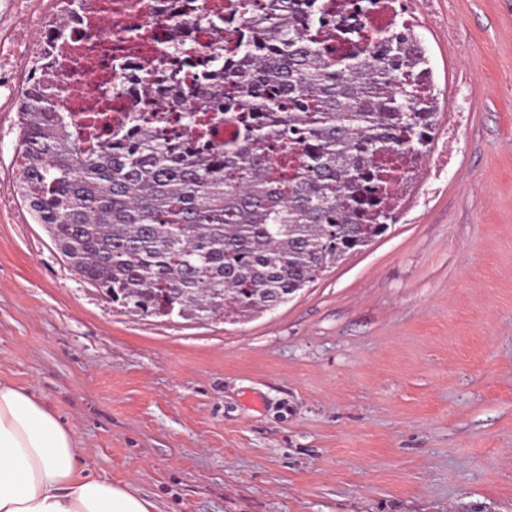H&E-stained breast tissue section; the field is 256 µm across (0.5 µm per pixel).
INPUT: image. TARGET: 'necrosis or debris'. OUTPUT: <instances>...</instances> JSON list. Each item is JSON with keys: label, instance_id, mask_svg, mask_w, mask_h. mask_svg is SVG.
<instances>
[{"label": "necrosis or debris", "instance_id": "obj_1", "mask_svg": "<svg viewBox=\"0 0 512 512\" xmlns=\"http://www.w3.org/2000/svg\"><path fill=\"white\" fill-rule=\"evenodd\" d=\"M224 0H86L68 36L58 40L51 27L35 23L30 50L48 49L57 64L45 77L52 81L59 104L87 116L101 109V94L116 67L125 70V90L118 100L125 114L146 103L177 112L190 104L184 92L160 86L149 62L177 42L202 45L213 35L199 14L221 10Z\"/></svg>", "mask_w": 512, "mask_h": 512}]
</instances>
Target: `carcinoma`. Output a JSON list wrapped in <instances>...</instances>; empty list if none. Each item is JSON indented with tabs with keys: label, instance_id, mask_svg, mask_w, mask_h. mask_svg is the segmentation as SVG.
<instances>
[{
	"label": "carcinoma",
	"instance_id": "obj_1",
	"mask_svg": "<svg viewBox=\"0 0 512 512\" xmlns=\"http://www.w3.org/2000/svg\"><path fill=\"white\" fill-rule=\"evenodd\" d=\"M53 22L65 38L84 0ZM234 29L192 51L224 84L190 90L181 124L134 120L94 144L57 88L17 101L18 190L73 271L141 316L240 321L272 310L396 221L393 184L429 151L434 93L412 27L377 41L332 0H234ZM230 120L239 135L202 142Z\"/></svg>",
	"mask_w": 512,
	"mask_h": 512
}]
</instances>
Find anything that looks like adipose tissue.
Wrapping results in <instances>:
<instances>
[{"mask_svg": "<svg viewBox=\"0 0 512 512\" xmlns=\"http://www.w3.org/2000/svg\"><path fill=\"white\" fill-rule=\"evenodd\" d=\"M133 487L87 474L81 441L28 389L0 382V512H156Z\"/></svg>", "mask_w": 512, "mask_h": 512, "instance_id": "ef3b65f1", "label": "adipose tissue"}]
</instances>
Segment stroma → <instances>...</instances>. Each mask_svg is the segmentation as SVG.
Listing matches in <instances>:
<instances>
[{
    "mask_svg": "<svg viewBox=\"0 0 512 512\" xmlns=\"http://www.w3.org/2000/svg\"><path fill=\"white\" fill-rule=\"evenodd\" d=\"M438 97L397 220L233 323L113 308L16 188L0 69V381L159 512H512V0H407ZM0 0V47L52 18Z\"/></svg>",
    "mask_w": 512,
    "mask_h": 512,
    "instance_id": "1",
    "label": "stroma"
}]
</instances>
